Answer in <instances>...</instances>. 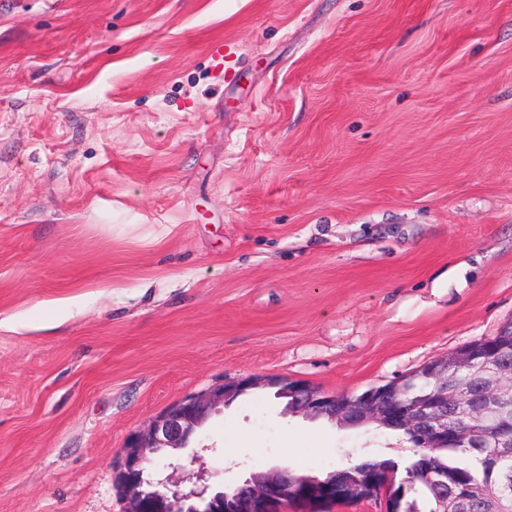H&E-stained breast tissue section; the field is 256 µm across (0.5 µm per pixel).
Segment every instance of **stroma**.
Masks as SVG:
<instances>
[{
    "label": "stroma",
    "mask_w": 512,
    "mask_h": 512,
    "mask_svg": "<svg viewBox=\"0 0 512 512\" xmlns=\"http://www.w3.org/2000/svg\"><path fill=\"white\" fill-rule=\"evenodd\" d=\"M509 324L512 0H0V512H126L127 435L223 380L359 394ZM285 405L148 469L413 455Z\"/></svg>",
    "instance_id": "stroma-1"
}]
</instances>
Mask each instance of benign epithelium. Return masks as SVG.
<instances>
[{"label": "benign epithelium", "mask_w": 512, "mask_h": 512, "mask_svg": "<svg viewBox=\"0 0 512 512\" xmlns=\"http://www.w3.org/2000/svg\"><path fill=\"white\" fill-rule=\"evenodd\" d=\"M450 369L473 374L475 384H448ZM413 378L425 380L428 389L405 390L404 404L385 396L383 390L373 389L358 409L349 399H339L284 377L254 375L212 386L184 397L156 415L145 428L129 433L120 449L122 463L115 486L127 499V512H279L280 506L290 499L305 503L313 512L321 502L323 482H305L287 468L252 472L231 490L212 494L206 485L172 490L160 481L149 488L143 475L150 462L149 454L165 448L187 447L220 406L247 389L259 387L273 388L279 397H295L298 411L311 416L325 415L344 422L358 417L362 424H384L397 418L421 443L441 441L448 438L449 408L460 407L472 423L483 424L493 406L512 401V342L506 337L486 349L475 347L469 352L452 353L422 365ZM389 481L390 477L380 471L365 476L361 498H389ZM433 483L443 505L442 512H467L475 488L468 484L450 489L448 482L439 477Z\"/></svg>", "instance_id": "obj_1"}]
</instances>
